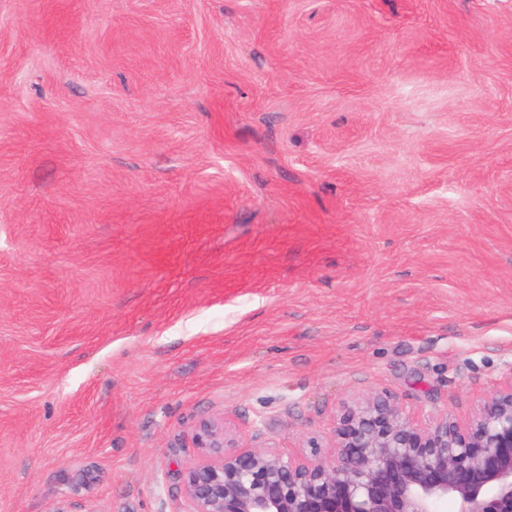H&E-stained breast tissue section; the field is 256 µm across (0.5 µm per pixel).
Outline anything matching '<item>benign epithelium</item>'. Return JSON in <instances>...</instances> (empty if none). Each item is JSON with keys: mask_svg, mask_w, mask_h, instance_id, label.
I'll return each mask as SVG.
<instances>
[{"mask_svg": "<svg viewBox=\"0 0 512 512\" xmlns=\"http://www.w3.org/2000/svg\"><path fill=\"white\" fill-rule=\"evenodd\" d=\"M181 474L192 512H512V375L464 424L414 422L383 394L346 401L331 450L288 459L239 444L224 418Z\"/></svg>", "mask_w": 512, "mask_h": 512, "instance_id": "1", "label": "benign epithelium"}]
</instances>
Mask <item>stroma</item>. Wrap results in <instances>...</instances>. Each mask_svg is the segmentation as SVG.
<instances>
[{
    "label": "stroma",
    "mask_w": 512,
    "mask_h": 512,
    "mask_svg": "<svg viewBox=\"0 0 512 512\" xmlns=\"http://www.w3.org/2000/svg\"><path fill=\"white\" fill-rule=\"evenodd\" d=\"M511 376L512 0H0V512Z\"/></svg>",
    "instance_id": "1"
}]
</instances>
